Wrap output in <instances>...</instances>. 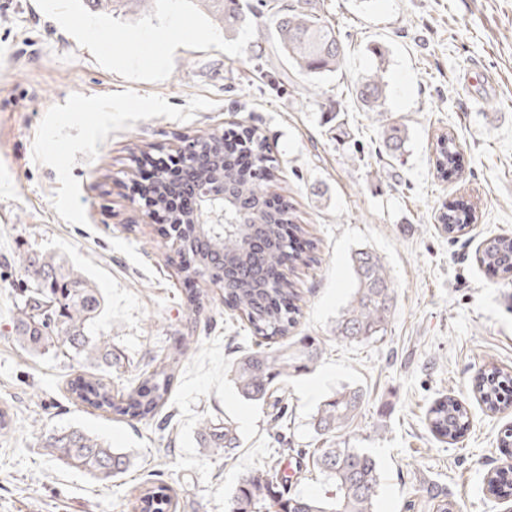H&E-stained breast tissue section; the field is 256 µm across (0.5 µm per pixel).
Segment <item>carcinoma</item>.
<instances>
[{
    "label": "carcinoma",
    "mask_w": 512,
    "mask_h": 512,
    "mask_svg": "<svg viewBox=\"0 0 512 512\" xmlns=\"http://www.w3.org/2000/svg\"><path fill=\"white\" fill-rule=\"evenodd\" d=\"M93 12L105 15H136L154 8L157 0H89ZM225 31L243 21L240 0H197ZM275 34V49L303 75L320 77L337 71L345 57L343 43L334 26L314 8L300 4H269ZM375 69L361 77L356 96L365 112L385 111L388 84L385 80V52L374 50ZM235 136L242 149L253 158L246 172L224 155L228 133L204 132L193 139L192 150L181 158L185 176L202 188L224 179L225 191L243 199L253 210L252 220L229 228L223 224H196V211H177L169 223L183 229L184 249L195 254L190 267H180L188 279L224 281V304L244 316L252 333L262 339L259 349L243 354L230 367L231 380L245 399L264 402L276 384L312 369L322 356L318 342L309 337L288 341L301 318V297L289 278L270 280L269 272L288 266L293 270L305 257L298 252L288 227L297 232L288 206L270 210L265 205L264 184L272 176L273 160L265 141L256 131L243 129ZM380 140L387 158L405 149L406 129L398 123L383 125ZM435 170L447 179L458 167L460 151L456 139L448 135L435 147ZM175 186L159 177L147 199L150 206L165 204ZM441 221L448 234L463 232L475 221L467 205L454 201L443 205ZM258 237L265 248L260 254L243 249L245 240ZM482 261L504 273L512 272V237L500 236L485 243ZM354 288L347 305L336 318V339L363 342L383 335L395 310V288L380 257L365 249L350 256ZM27 281L25 295L12 316V335L26 351L55 349L82 361L81 373L70 380L69 391L81 404L116 416L150 421L168 404L186 348L194 337L184 336L151 368L142 373L138 386L126 389L120 401L112 398V385L104 372L112 367V344L90 334V325L103 309V297L79 272L62 258L32 252L22 261ZM480 399L490 411L512 401V376L492 368L477 384ZM365 394L360 387L343 386L324 400L311 417L315 434L323 447L314 451V464L334 486L328 497H304L290 493L288 479L278 466L268 465L245 474L227 504L226 512H375L381 473L376 458L364 448L340 447L338 434L361 410ZM430 431L441 442L453 443L469 426L466 408L456 398L442 395L426 412ZM197 439L204 455L220 459L233 454L239 444L237 429L210 419L200 422ZM47 455L80 469L97 480L110 483L132 467L133 453L79 430L49 433L42 445ZM487 491L498 497L512 496V464L495 471L487 480ZM132 512H178L175 489L163 481L135 488L129 499Z\"/></svg>",
    "instance_id": "cac0c4a2"
}]
</instances>
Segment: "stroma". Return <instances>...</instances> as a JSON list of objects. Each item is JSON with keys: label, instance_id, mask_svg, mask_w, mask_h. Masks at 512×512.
I'll use <instances>...</instances> for the list:
<instances>
[{"label": "stroma", "instance_id": "1", "mask_svg": "<svg viewBox=\"0 0 512 512\" xmlns=\"http://www.w3.org/2000/svg\"><path fill=\"white\" fill-rule=\"evenodd\" d=\"M312 2L345 46L340 69L316 82L276 54L261 0H242L231 33L192 0L113 18L82 0H0V409L11 421L0 435V512H128L127 494L158 479L178 488L179 512H225L244 473L270 461L294 472L298 451L318 445L312 415L344 385L365 393L340 442L375 456L376 512H437L431 486L455 512H512V497L485 492L506 461L512 407L488 411L472 390L485 368L512 375V275L478 261L486 239L512 236V0ZM376 45L387 51L386 117L409 132L391 164L376 156L377 114L355 97ZM244 127L274 159L270 197L288 202L316 245L291 275L303 314L290 337H314L324 354L274 387L287 410L277 431L272 405L243 399L230 380L234 358L256 343L246 319L214 286L190 316L172 241L129 189L142 152L175 154L202 132ZM448 134L463 161L444 181L434 147ZM453 199L477 216L454 238L438 219ZM358 248L382 259L396 310L383 336L349 343L332 328L354 288ZM32 251L65 259L101 292L90 330L117 355L106 374L113 394L141 382L151 356L193 337L154 420L76 403L68 381L77 360L14 340L20 261ZM446 393L470 417L453 445L425 421ZM204 416L236 427L232 457L200 453ZM70 427L130 449L134 466L106 487L48 456L45 434Z\"/></svg>", "mask_w": 512, "mask_h": 512}]
</instances>
